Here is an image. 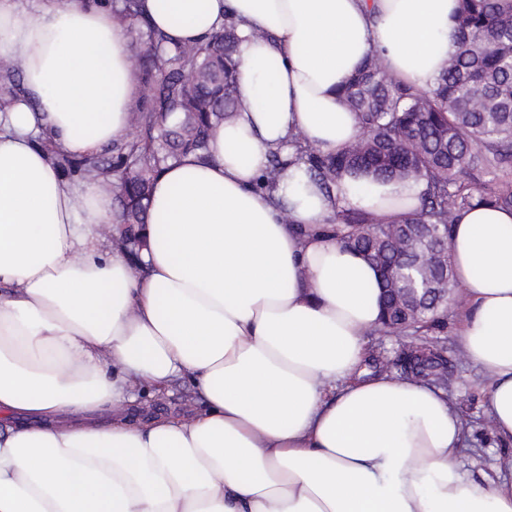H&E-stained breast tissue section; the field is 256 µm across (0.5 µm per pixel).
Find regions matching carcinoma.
<instances>
[{
  "instance_id": "carcinoma-1",
  "label": "carcinoma",
  "mask_w": 512,
  "mask_h": 512,
  "mask_svg": "<svg viewBox=\"0 0 512 512\" xmlns=\"http://www.w3.org/2000/svg\"><path fill=\"white\" fill-rule=\"evenodd\" d=\"M118 18L146 24L139 0H122ZM454 52L433 86L419 90L395 81L378 56L365 60L343 89L357 115L361 136L344 151L321 154L294 140L297 158L330 191L350 176L424 185L418 211L400 226L381 224L364 210L336 211L332 231L346 246L376 260L386 270L384 303L377 332L396 335L408 364L401 377L429 376L447 385L444 345L431 340L428 357L418 354L421 337L446 324L448 300L460 295L451 264L429 249L428 227L445 237L457 213L483 204L512 208V0H460L453 33ZM235 25H224L202 44L170 48L163 33L147 29V52L154 71L145 75L139 99L129 112L131 137L115 145L117 160L92 155L57 158L60 168L90 176L122 207V223L145 224L153 182L168 162L194 152L208 157L212 131L232 117L238 85L233 52ZM17 64L0 65V92L14 95ZM282 170L270 154L258 188L270 192ZM418 289L419 301L394 295V288ZM360 368L387 372L384 355L373 350Z\"/></svg>"
}]
</instances>
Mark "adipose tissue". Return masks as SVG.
<instances>
[{
    "label": "adipose tissue",
    "mask_w": 512,
    "mask_h": 512,
    "mask_svg": "<svg viewBox=\"0 0 512 512\" xmlns=\"http://www.w3.org/2000/svg\"><path fill=\"white\" fill-rule=\"evenodd\" d=\"M459 0H141L171 43L225 23L237 112L207 160L154 182L161 224L128 230L97 183L54 154L122 140L136 42L108 0H0V512H512V481L474 478L443 392L355 371L381 314L380 273L326 232L337 205L384 223L421 189L344 181L327 196L287 144L324 153L359 132L339 92L370 54L428 88L454 51ZM263 40H254V33ZM290 164L256 185L270 151ZM458 334L489 383L481 408L512 446V209L458 213ZM195 387L192 416L129 421L132 382ZM108 408L101 425L90 413Z\"/></svg>",
    "instance_id": "1"
}]
</instances>
